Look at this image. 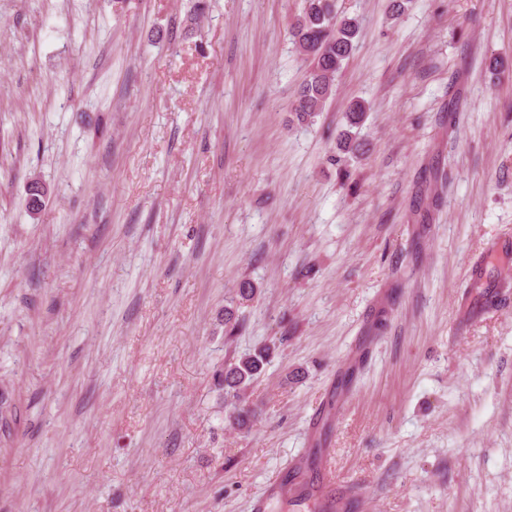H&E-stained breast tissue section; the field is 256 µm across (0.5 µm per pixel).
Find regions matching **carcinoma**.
<instances>
[{"label":"carcinoma","mask_w":512,"mask_h":512,"mask_svg":"<svg viewBox=\"0 0 512 512\" xmlns=\"http://www.w3.org/2000/svg\"><path fill=\"white\" fill-rule=\"evenodd\" d=\"M359 30L358 18L336 11V0H303L301 14L290 27L294 46L310 66L292 103V113L298 122L311 123L324 109L335 91L336 77L355 49ZM365 115L364 102L356 100L349 105L347 128L338 142L342 154L354 155L362 150L353 129L363 123ZM269 357L270 348L261 346L224 366V398L229 400L230 418L240 427L247 426L252 418V410L242 394L262 374Z\"/></svg>","instance_id":"obj_1"}]
</instances>
